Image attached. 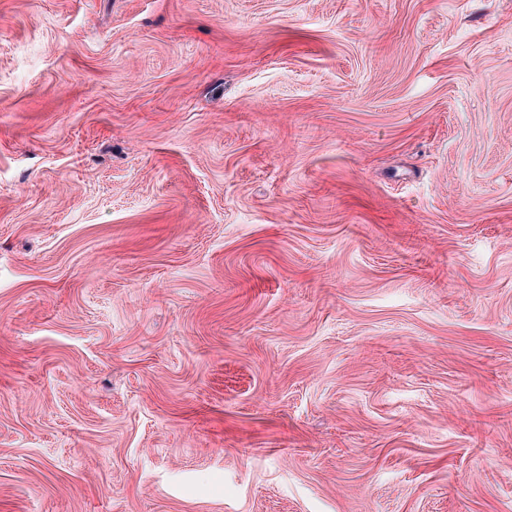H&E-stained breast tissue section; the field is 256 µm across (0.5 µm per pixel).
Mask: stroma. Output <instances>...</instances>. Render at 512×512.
<instances>
[{
    "instance_id": "1",
    "label": "stroma",
    "mask_w": 512,
    "mask_h": 512,
    "mask_svg": "<svg viewBox=\"0 0 512 512\" xmlns=\"http://www.w3.org/2000/svg\"><path fill=\"white\" fill-rule=\"evenodd\" d=\"M0 512H512V0H0Z\"/></svg>"
}]
</instances>
